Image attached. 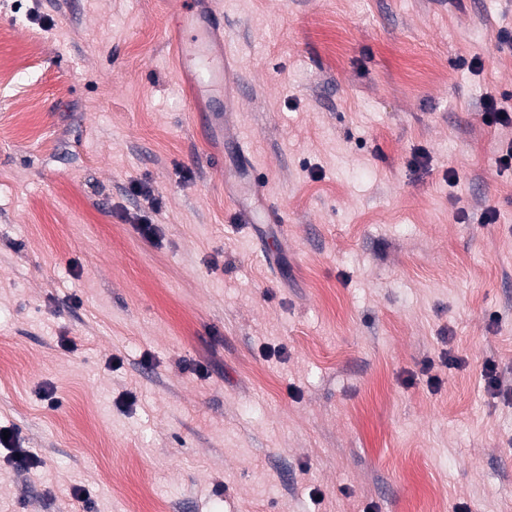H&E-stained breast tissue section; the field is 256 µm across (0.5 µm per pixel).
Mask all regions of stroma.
<instances>
[{
    "label": "stroma",
    "mask_w": 512,
    "mask_h": 512,
    "mask_svg": "<svg viewBox=\"0 0 512 512\" xmlns=\"http://www.w3.org/2000/svg\"><path fill=\"white\" fill-rule=\"evenodd\" d=\"M218 7L0 0V512H512V0ZM184 4L182 16L187 20L184 28L181 30V35L177 40V50L179 47L183 54V67L179 64L180 70H189L192 73V89L189 99L187 112H202L194 95L196 89L200 87L209 86L216 82H224L226 73L230 69L227 55L224 51L220 54H215L210 49V40L214 35L216 22L212 23L211 31L205 39H200L198 34L193 33L191 37L189 32H196V28L191 21L196 17L194 13L195 4L200 2L207 3L211 6L215 14L216 10L213 8L211 0H181ZM481 112L482 122L486 126L511 127L512 125V114L499 106L493 98L485 99Z\"/></svg>",
    "instance_id": "obj_1"
}]
</instances>
